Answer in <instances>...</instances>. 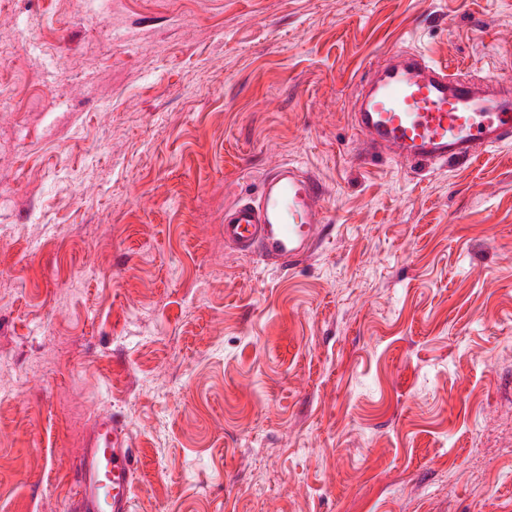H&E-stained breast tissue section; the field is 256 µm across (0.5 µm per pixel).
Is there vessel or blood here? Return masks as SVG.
<instances>
[{
    "label": "vessel or blood",
    "instance_id": "b4317fda",
    "mask_svg": "<svg viewBox=\"0 0 512 512\" xmlns=\"http://www.w3.org/2000/svg\"><path fill=\"white\" fill-rule=\"evenodd\" d=\"M388 56V63L369 70L353 114L364 153L442 163L512 141L511 75H488L480 87L421 53L392 48ZM325 231L324 190L292 165L273 171L257 199L224 214L227 244L276 265L309 253ZM79 464L70 512H130L138 459L122 422L100 415Z\"/></svg>",
    "mask_w": 512,
    "mask_h": 512
}]
</instances>
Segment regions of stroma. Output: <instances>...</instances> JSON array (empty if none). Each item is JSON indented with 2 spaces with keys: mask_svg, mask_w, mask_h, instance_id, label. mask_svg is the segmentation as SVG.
Wrapping results in <instances>:
<instances>
[{
  "mask_svg": "<svg viewBox=\"0 0 512 512\" xmlns=\"http://www.w3.org/2000/svg\"><path fill=\"white\" fill-rule=\"evenodd\" d=\"M0 512H63L95 418L131 512H512V142L362 160L393 47L512 72V0H0ZM327 235L224 212L284 164ZM324 190L317 178L285 165L264 181L257 199L224 213V241L283 265L317 247L325 234Z\"/></svg>",
  "mask_w": 512,
  "mask_h": 512,
  "instance_id": "1",
  "label": "stroma"
}]
</instances>
